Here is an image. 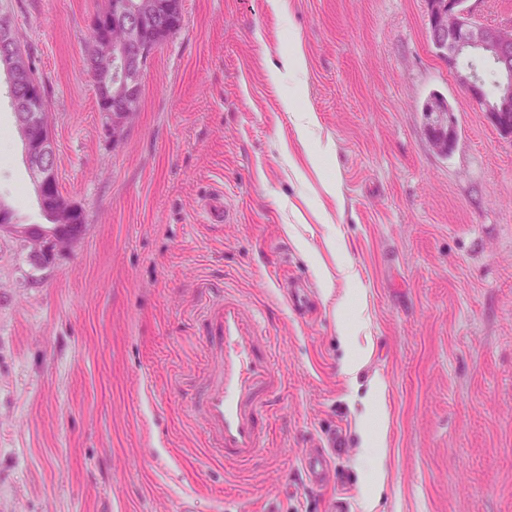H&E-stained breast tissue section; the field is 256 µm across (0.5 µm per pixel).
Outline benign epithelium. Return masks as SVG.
<instances>
[{
    "mask_svg": "<svg viewBox=\"0 0 512 512\" xmlns=\"http://www.w3.org/2000/svg\"><path fill=\"white\" fill-rule=\"evenodd\" d=\"M428 33L437 53L448 60L457 84L486 112L493 125L505 137H512V19L506 22H488L479 13L478 5L483 0H426ZM129 34L121 43L114 42L112 31L99 33L100 24L92 22V40L96 69L95 81L112 87V111L107 113L105 130L112 140L120 138L130 113L137 111L135 100L139 96L138 72L124 67L121 84L112 83V60L122 55L123 61L139 59L145 54L147 34L142 27L139 14L133 13L124 20ZM0 54L12 58L19 84H24L30 75L27 57L21 46L13 40V23L5 13L0 14ZM463 58L491 61L496 69L497 82L492 95H487L485 82L478 67L463 65ZM22 128L39 125L44 121L41 112H34L28 97L20 94L15 98ZM426 128L433 148L448 154L456 138V118L448 102L437 98L424 107ZM51 135H45L29 146L28 163L31 167L40 198L48 209L58 208V192ZM73 209L64 211V222L57 225L59 231L46 234L33 231L29 225L4 221L0 233H9L20 238L27 250L29 262L43 268L52 265L77 240L64 233L69 228Z\"/></svg>",
    "mask_w": 512,
    "mask_h": 512,
    "instance_id": "7a95c632",
    "label": "benign epithelium"
}]
</instances>
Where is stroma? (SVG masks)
Here are the masks:
<instances>
[{
  "label": "stroma",
  "mask_w": 512,
  "mask_h": 512,
  "mask_svg": "<svg viewBox=\"0 0 512 512\" xmlns=\"http://www.w3.org/2000/svg\"><path fill=\"white\" fill-rule=\"evenodd\" d=\"M9 2L86 224L44 270L0 235V512H512V139L432 47L426 0H182L117 144L84 64L106 0ZM294 48L304 71L271 76ZM434 94L457 119L445 156ZM209 193L232 222L202 223ZM0 202L44 221L2 79ZM290 278L315 289L306 314L276 290ZM202 280L271 316L287 378L244 471L203 448L178 388L204 360ZM331 435L334 477L309 486L302 451ZM426 128L433 148L448 154L456 138V118L448 102L441 98L431 99L424 107ZM364 448H381L384 445V428L382 417L378 413L370 414L365 420L361 432Z\"/></svg>",
  "instance_id": "obj_1"
}]
</instances>
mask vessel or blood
Here are the masks:
<instances>
[{"mask_svg":"<svg viewBox=\"0 0 512 512\" xmlns=\"http://www.w3.org/2000/svg\"><path fill=\"white\" fill-rule=\"evenodd\" d=\"M207 364L195 387L190 413L204 433V445L224 460L254 463L269 438L278 397L286 385L277 366L273 338L265 324L247 313L230 290L198 283ZM303 464L310 484L321 485L330 468L326 449L308 447Z\"/></svg>","mask_w":512,"mask_h":512,"instance_id":"b4317fda","label":"vessel or blood"}]
</instances>
